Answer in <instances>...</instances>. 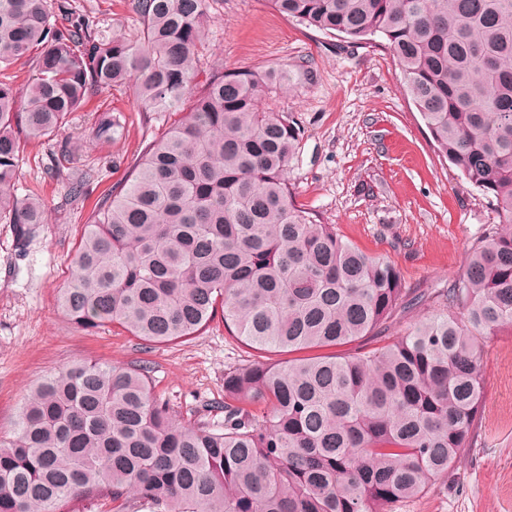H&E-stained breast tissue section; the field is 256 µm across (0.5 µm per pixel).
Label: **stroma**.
I'll use <instances>...</instances> for the list:
<instances>
[{"mask_svg":"<svg viewBox=\"0 0 512 512\" xmlns=\"http://www.w3.org/2000/svg\"><path fill=\"white\" fill-rule=\"evenodd\" d=\"M57 26L88 19L97 34L136 39L134 0H61ZM211 17L198 50L197 85L222 69H288L290 91L263 104L304 129L287 178L297 205L361 252L384 259L404 287L438 295L462 275L469 253L496 214L481 191L436 151L382 42L347 45L274 11L267 0H209ZM121 126L98 142L102 113ZM170 123L141 106L134 84L99 91L53 136L26 143L18 196L44 203V222L23 240L0 220V439H9L21 407L44 379L78 361L145 364L155 394L185 422L224 398V372L250 349L215 322L191 340L151 345L120 325L88 331L58 305L83 226L112 187L122 184L143 148ZM91 172L80 197L71 180ZM481 415L471 448L419 497L391 512H512V330L488 337Z\"/></svg>","mask_w":512,"mask_h":512,"instance_id":"stroma-1","label":"stroma"}]
</instances>
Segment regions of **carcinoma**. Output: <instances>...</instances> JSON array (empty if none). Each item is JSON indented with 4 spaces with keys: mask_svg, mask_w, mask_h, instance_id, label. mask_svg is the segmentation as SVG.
Listing matches in <instances>:
<instances>
[{
    "mask_svg": "<svg viewBox=\"0 0 512 512\" xmlns=\"http://www.w3.org/2000/svg\"><path fill=\"white\" fill-rule=\"evenodd\" d=\"M347 43L385 40L434 146L490 197L498 222L432 315L384 345L334 349L423 296L389 262L296 206L286 179L304 130L262 107L290 73L227 69L195 90L207 0H137V39L103 38L52 0H0V70L37 49L32 79L0 77V218L43 223L14 193L21 143L50 137L93 93L136 80L174 116L84 225L59 307L153 343L217 315L249 347L307 351L224 371V422H183L145 365L80 362L27 397L0 440V512H388L471 447L482 339L512 329V0H268ZM101 115L93 138L112 140Z\"/></svg>",
    "mask_w": 512,
    "mask_h": 512,
    "instance_id": "carcinoma-1",
    "label": "carcinoma"
}]
</instances>
